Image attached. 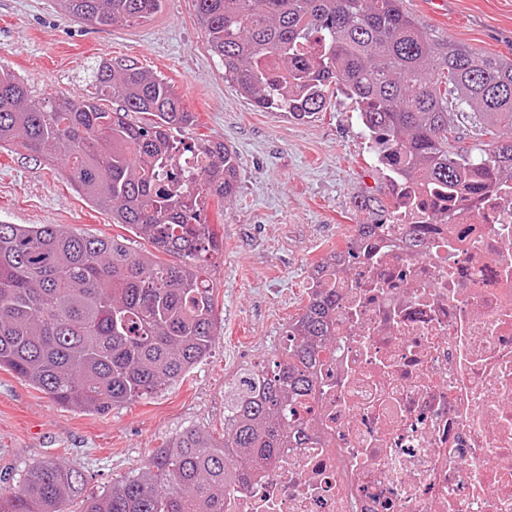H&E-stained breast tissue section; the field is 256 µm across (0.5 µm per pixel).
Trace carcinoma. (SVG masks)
Wrapping results in <instances>:
<instances>
[{
  "label": "carcinoma",
  "instance_id": "cac0c4a2",
  "mask_svg": "<svg viewBox=\"0 0 512 512\" xmlns=\"http://www.w3.org/2000/svg\"><path fill=\"white\" fill-rule=\"evenodd\" d=\"M162 2L61 0L70 16L97 26L146 22ZM195 2L224 78L257 107L311 117L333 84L357 105L369 137L384 140L391 170L454 187L473 169L472 197L512 175V137L460 146L450 118V105H466L480 135L512 129V60L432 38L404 0ZM91 83L119 108L68 95L37 100L0 68V149L66 161L75 190L155 252L62 224H0V368L61 405L101 414L178 382L210 354L213 286L199 261L221 245L199 211L235 193L238 170L229 147L204 144L185 189L168 190L159 168L173 156L169 131L192 114L163 79L123 60L98 62ZM335 304L333 288L309 298L290 325L299 340L274 368L260 378L244 366L224 386L223 439L183 431L83 512H223L224 494L248 476L241 459L262 468L277 449L308 439L288 408L314 390L316 340L328 335ZM81 491L77 471L45 461L22 471L0 512H65Z\"/></svg>",
  "mask_w": 512,
  "mask_h": 512
}]
</instances>
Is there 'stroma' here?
Here are the masks:
<instances>
[{
    "label": "stroma",
    "mask_w": 512,
    "mask_h": 512,
    "mask_svg": "<svg viewBox=\"0 0 512 512\" xmlns=\"http://www.w3.org/2000/svg\"><path fill=\"white\" fill-rule=\"evenodd\" d=\"M404 6L433 38L512 59V0ZM103 58L134 62L167 82L195 117L173 131L178 145L221 141L236 156L237 193L206 203L201 214L224 245L210 268L215 342L182 381L106 414L60 405L0 369V493L24 466L49 458L83 475L84 495H101L183 428L222 438L225 383L243 365L274 359L307 303L309 268L344 246L352 225L373 223L375 213L359 207L363 197H389L355 104L333 88L323 111L303 121L257 108L225 79L194 0H166L146 22L109 27L74 20L57 0H0V65L35 96L89 93L90 69ZM0 223L64 224L129 236L139 252L152 248L79 196L64 165L20 151H0Z\"/></svg>",
    "instance_id": "obj_1"
}]
</instances>
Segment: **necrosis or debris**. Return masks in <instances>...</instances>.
I'll return each mask as SVG.
<instances>
[{"instance_id": "necrosis-or-debris-1", "label": "necrosis or debris", "mask_w": 512, "mask_h": 512, "mask_svg": "<svg viewBox=\"0 0 512 512\" xmlns=\"http://www.w3.org/2000/svg\"><path fill=\"white\" fill-rule=\"evenodd\" d=\"M393 211L309 272L335 289L298 448L224 512H512V179L389 175Z\"/></svg>"}]
</instances>
